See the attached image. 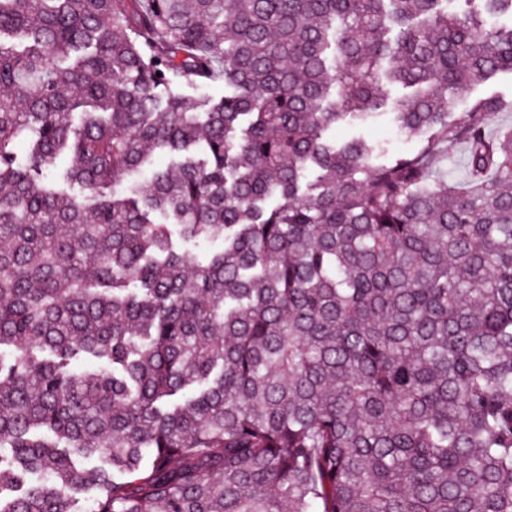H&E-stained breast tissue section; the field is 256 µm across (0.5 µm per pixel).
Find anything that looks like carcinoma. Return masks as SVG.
Returning <instances> with one entry per match:
<instances>
[{
  "instance_id": "carcinoma-1",
  "label": "carcinoma",
  "mask_w": 512,
  "mask_h": 512,
  "mask_svg": "<svg viewBox=\"0 0 512 512\" xmlns=\"http://www.w3.org/2000/svg\"><path fill=\"white\" fill-rule=\"evenodd\" d=\"M503 15L0 0V512H512ZM490 94L497 95L505 101L510 100L512 98V75L503 73L489 83L476 86L468 95V98L484 97ZM360 134L367 141L385 144L389 155L394 153L410 152L416 147L415 142L405 140L398 134L395 127L389 124L386 120L362 129Z\"/></svg>"
}]
</instances>
